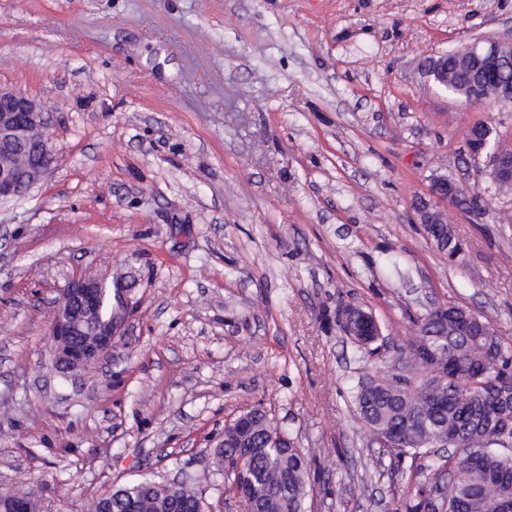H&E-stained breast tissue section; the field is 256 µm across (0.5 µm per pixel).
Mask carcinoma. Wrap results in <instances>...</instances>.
Segmentation results:
<instances>
[{
	"instance_id": "cac0c4a2",
	"label": "carcinoma",
	"mask_w": 512,
	"mask_h": 512,
	"mask_svg": "<svg viewBox=\"0 0 512 512\" xmlns=\"http://www.w3.org/2000/svg\"><path fill=\"white\" fill-rule=\"evenodd\" d=\"M437 352L450 362L464 365L487 361V378L505 382L512 379V356L496 338L492 342L478 336H461L455 321L450 319L447 333L431 342L417 336L409 342L407 379L411 386L397 389L387 379L376 380L369 391L358 385L355 405L368 428L411 423L409 437L400 446L390 449L396 456L412 460H427L423 469L431 472L428 483L417 489L418 502L407 505V512H419L422 504L436 495L431 512H497L500 497L512 496V451L487 444L474 428L461 421L457 385L451 381L438 384L432 393L420 391L428 368L431 352ZM465 408L470 416L483 418L490 414L509 418L512 407L490 402L485 389L474 388ZM271 422L255 429L253 437L264 443V452L254 461L250 474L260 506L265 512H304L307 496V464L304 456L293 449L280 447V442L268 436ZM457 429L468 435L470 446L480 449L476 465L465 469L452 456L435 455L430 441L443 429ZM154 477L143 476L128 483L140 504L139 512H156L167 500L182 502L186 508H196L198 498L189 487L152 485Z\"/></svg>"
}]
</instances>
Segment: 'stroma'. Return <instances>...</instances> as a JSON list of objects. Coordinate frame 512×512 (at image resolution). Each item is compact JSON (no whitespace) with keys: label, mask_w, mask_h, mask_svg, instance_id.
Segmentation results:
<instances>
[{"label":"stroma","mask_w":512,"mask_h":512,"mask_svg":"<svg viewBox=\"0 0 512 512\" xmlns=\"http://www.w3.org/2000/svg\"><path fill=\"white\" fill-rule=\"evenodd\" d=\"M481 37H512V0H0V88L45 104L54 146L0 205V488L90 512L149 471L246 512L215 448L259 407L306 458V512H404L426 476L379 447L358 382L402 370L437 306L512 350V192L464 138L512 145V106L422 70ZM439 176L481 198L448 209L453 260L412 210ZM87 271L126 276L133 309L74 382L49 330ZM348 305L375 346L345 336Z\"/></svg>","instance_id":"1"}]
</instances>
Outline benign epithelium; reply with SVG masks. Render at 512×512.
Returning a JSON list of instances; mask_svg holds the SVG:
<instances>
[{"instance_id":"1","label":"benign epithelium","mask_w":512,"mask_h":512,"mask_svg":"<svg viewBox=\"0 0 512 512\" xmlns=\"http://www.w3.org/2000/svg\"><path fill=\"white\" fill-rule=\"evenodd\" d=\"M464 60H476L480 71L469 84L453 89L452 97L472 105L493 100L502 105L512 104V79L507 72L512 67V38L476 39L461 48ZM424 72L430 81L448 88V54L429 57ZM45 106L24 94L0 89V157L10 162L0 163V202L24 196L54 160V148L45 133ZM492 129L485 123H474L465 132L470 157L475 161L488 158L486 174L497 185L512 184V149L491 142ZM454 202L460 206H477L481 199L467 194L456 181L446 176L436 178L430 188V199H417L413 203L419 224H446L448 210L445 205ZM112 290V314L102 317L106 291ZM132 308L131 288L105 276H78L62 289L50 325L53 369L65 365L68 376H75L83 365H97L112 356L123 337V330ZM365 313L357 306H345L338 314L345 335ZM263 409L252 408L224 427V435H233L240 443L235 463L224 461L227 470L241 473L253 456L259 452L252 431L259 426ZM438 448L453 449L454 456L466 457L474 463L475 449L466 447L461 439L450 433L436 444ZM230 495L246 504L247 512H263L252 498L249 488L233 482Z\"/></svg>"}]
</instances>
